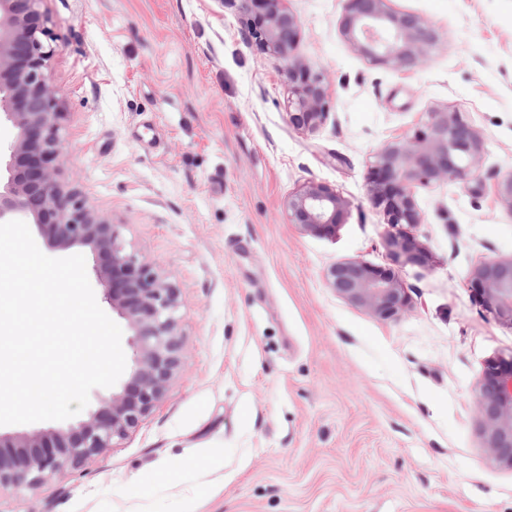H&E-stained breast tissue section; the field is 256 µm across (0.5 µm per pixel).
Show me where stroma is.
Returning a JSON list of instances; mask_svg holds the SVG:
<instances>
[{
  "label": "stroma",
  "mask_w": 512,
  "mask_h": 512,
  "mask_svg": "<svg viewBox=\"0 0 512 512\" xmlns=\"http://www.w3.org/2000/svg\"><path fill=\"white\" fill-rule=\"evenodd\" d=\"M433 25L419 68L365 59L345 0H284L294 57L323 72L329 116L288 119L286 61L260 49L241 0H42L59 45L60 179L121 227L177 291L180 366L129 434L0 512H512L475 391L512 327L474 300V268L512 256V0H386ZM485 142L464 182L419 185L395 266L411 306L379 319L325 281L335 262L393 266L366 174L378 148L435 111ZM349 203L335 236L289 223L288 194ZM388 245L394 262H404L416 265H425L428 262V253L414 237L403 232L391 234Z\"/></svg>",
  "instance_id": "35a3bbf8"
}]
</instances>
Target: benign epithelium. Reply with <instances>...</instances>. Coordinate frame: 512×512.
Returning a JSON list of instances; mask_svg holds the SVG:
<instances>
[{"instance_id":"7a95c632","label":"benign epithelium","mask_w":512,"mask_h":512,"mask_svg":"<svg viewBox=\"0 0 512 512\" xmlns=\"http://www.w3.org/2000/svg\"><path fill=\"white\" fill-rule=\"evenodd\" d=\"M42 0H0V122L16 131L0 156V223L24 214L61 250L87 248L98 260L103 298L125 319L132 349L130 371L112 394L86 417L67 427L0 434V487L35 486L66 467L89 462L114 439L125 436L160 400L180 361L177 295L154 268L126 248L119 225L90 209L76 190L57 176L63 149L59 98L45 78L58 52ZM385 0H347L341 31L375 65L409 68L424 61L437 42L431 24L418 16L391 12ZM249 29L263 50L288 61V118L315 132L327 120L328 90L323 75L292 57L300 37L298 20L281 0H242ZM484 152L479 132L458 112H431L404 141L381 146L367 172L373 204L393 228L422 223L414 194L418 184L464 181L474 175ZM288 220L321 237L336 234L349 204L325 183H308L288 195ZM394 262L425 265L428 253L414 237L392 234ZM329 287L382 320L410 307L395 272L361 260L338 261L326 271ZM471 289L487 312L512 326V257L489 259L473 271ZM484 448L512 467V355L487 361L476 389Z\"/></svg>"}]
</instances>
